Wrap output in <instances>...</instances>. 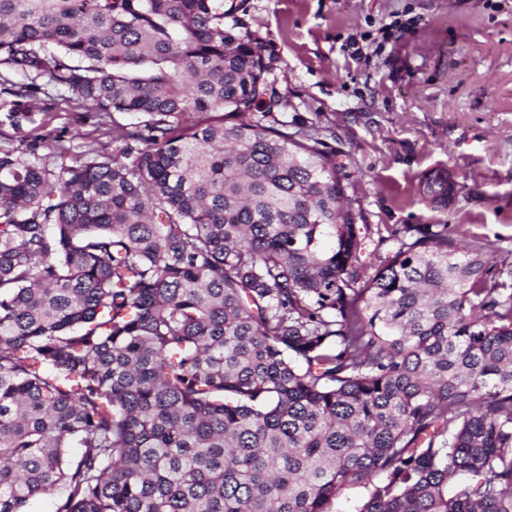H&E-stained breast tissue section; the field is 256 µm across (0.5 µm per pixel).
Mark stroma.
<instances>
[{"label":"stroma","mask_w":512,"mask_h":512,"mask_svg":"<svg viewBox=\"0 0 512 512\" xmlns=\"http://www.w3.org/2000/svg\"><path fill=\"white\" fill-rule=\"evenodd\" d=\"M264 40L276 117L312 133L343 164V197L367 225V273L395 248L389 228L444 224L455 243L497 251L512 286V0H237ZM417 23L381 41L394 15ZM367 34L368 54L349 42ZM98 119L65 90L37 95L29 140L92 132ZM447 173L448 199L427 193Z\"/></svg>","instance_id":"obj_1"}]
</instances>
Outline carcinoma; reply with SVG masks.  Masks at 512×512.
I'll return each instance as SVG.
<instances>
[{
    "label": "carcinoma",
    "instance_id": "carcinoma-1",
    "mask_svg": "<svg viewBox=\"0 0 512 512\" xmlns=\"http://www.w3.org/2000/svg\"><path fill=\"white\" fill-rule=\"evenodd\" d=\"M236 0H0V512H512V289L408 226L368 279L335 155ZM74 154L70 163L48 159ZM81 449L72 460L68 448ZM49 97L37 94L32 105L33 122H24L23 129L28 143L37 141L39 135L51 132L69 138L74 132L91 133L99 118L77 106L75 96L66 90H49Z\"/></svg>",
    "mask_w": 512,
    "mask_h": 512
}]
</instances>
